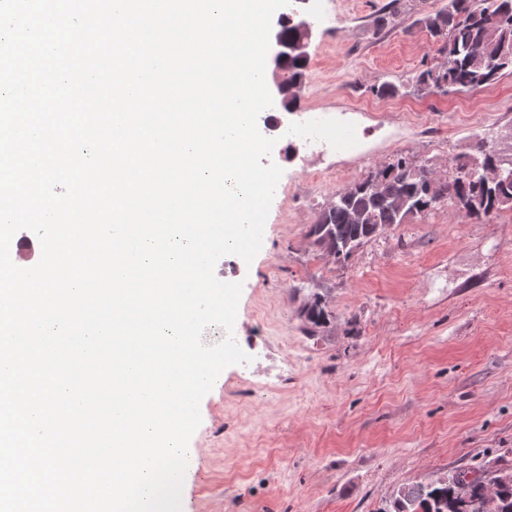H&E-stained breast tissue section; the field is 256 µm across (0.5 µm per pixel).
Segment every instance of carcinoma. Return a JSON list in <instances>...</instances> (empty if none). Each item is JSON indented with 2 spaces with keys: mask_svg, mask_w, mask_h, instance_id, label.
I'll use <instances>...</instances> for the list:
<instances>
[{
  "mask_svg": "<svg viewBox=\"0 0 512 512\" xmlns=\"http://www.w3.org/2000/svg\"><path fill=\"white\" fill-rule=\"evenodd\" d=\"M444 57L442 64L426 63L408 79L404 88L423 97L441 82L445 92L474 90L494 84L504 72H512V0H448L441 9L418 20ZM308 62L294 56L283 65V80L293 84L305 79ZM479 156L459 164L449 177L434 174L414 156L400 155L383 165L380 181L369 178L338 192L317 214L308 231L312 244L331 261L343 264L349 251L336 248L350 243L359 248L377 237L376 225L394 229L411 218L464 198L467 216L488 221L503 207L512 205V179L486 182L469 175L471 169L503 166L495 146L481 141ZM312 328L327 324L325 303L316 297L304 311ZM459 483L437 479L405 485L384 512H470L486 493L479 477L459 472ZM495 497L498 512H512V469L497 475Z\"/></svg>",
  "mask_w": 512,
  "mask_h": 512,
  "instance_id": "1",
  "label": "carcinoma"
}]
</instances>
